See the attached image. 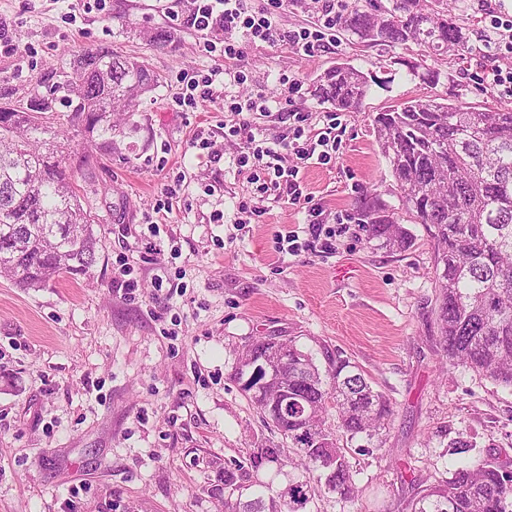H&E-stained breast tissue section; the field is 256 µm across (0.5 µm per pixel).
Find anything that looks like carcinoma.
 <instances>
[{
  "label": "carcinoma",
  "mask_w": 512,
  "mask_h": 512,
  "mask_svg": "<svg viewBox=\"0 0 512 512\" xmlns=\"http://www.w3.org/2000/svg\"><path fill=\"white\" fill-rule=\"evenodd\" d=\"M467 0H392L391 8L354 3L336 17L337 31L365 49L419 47L420 56H460L476 51L470 28L458 16ZM134 35L157 47L177 41L171 27ZM139 60L110 50L87 49L67 70L40 75L26 101L0 105V276L19 288H42L62 276L86 274L97 263L94 218L83 210L72 177L100 151L131 162L122 152L124 127L112 112L135 111L139 99L158 84ZM376 79L346 63L324 72L314 95L337 112L363 107ZM69 108L70 124L83 152L43 125L56 104ZM382 153L403 189L402 207L424 224L435 245L437 331L452 366H462L512 388V108L480 112L468 103L437 96L388 106L373 116ZM367 236L401 251L409 245L405 227L378 215L375 198L365 199ZM268 336L252 338L240 353L233 378L282 442L255 448L224 463L211 487L224 495V512H307L324 485L346 503L358 490L345 448L326 429L336 412L346 440L364 438L382 447L380 431L392 415L388 398L364 372L340 353L323 349L324 365L288 338V406L271 387L253 395L251 368L269 349ZM300 463L317 472L315 484L288 480L282 489L257 480L263 469L282 472L285 444ZM410 512H512V479L491 461L478 460L450 477L415 490Z\"/></svg>",
  "instance_id": "obj_1"
}]
</instances>
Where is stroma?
Segmentation results:
<instances>
[{
  "mask_svg": "<svg viewBox=\"0 0 512 512\" xmlns=\"http://www.w3.org/2000/svg\"><path fill=\"white\" fill-rule=\"evenodd\" d=\"M191 0H0V103L23 98L47 67H69L87 48L146 58L159 84L124 140L133 163L100 159L75 176L96 218L90 275L24 290L0 278V512H222L216 469L275 440L231 377L255 336H294L303 349L340 351L392 401L383 447L346 456L360 490L355 505L316 492L309 512H408V479L420 488L475 459L512 470V390L447 365L435 325L434 245L425 225L401 215L402 190L376 141L372 118L399 99L448 94L479 111L512 108L489 70L512 54L427 58L441 74L424 83L386 55L335 35L304 54L285 43H246L212 96L179 102L182 78L210 75L222 31L187 21ZM175 28L154 48L127 27ZM339 62L378 79L357 112H334L312 92ZM301 86L285 99L281 78ZM263 94L251 115L257 140L293 136V113L313 126L339 123L336 153L322 165L287 155L311 202L260 193L241 173L243 137L224 108ZM377 195L412 236L392 251L367 241L361 202ZM247 201L250 210L238 209ZM326 226L345 224L332 249L309 243L311 207ZM294 233L299 251L279 250ZM137 283L128 297L124 278ZM475 448H449L459 436Z\"/></svg>",
  "mask_w": 512,
  "mask_h": 512,
  "instance_id": "obj_1",
  "label": "stroma"
}]
</instances>
